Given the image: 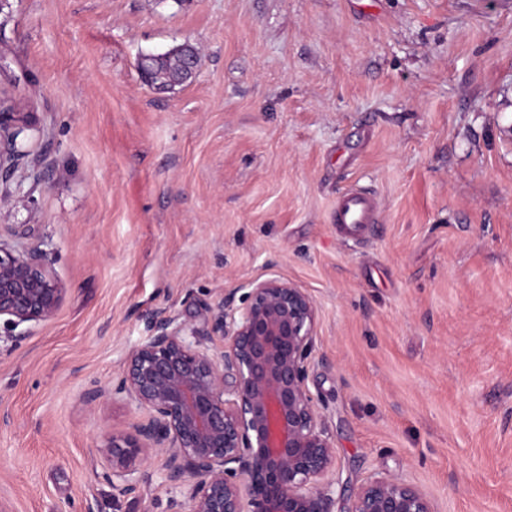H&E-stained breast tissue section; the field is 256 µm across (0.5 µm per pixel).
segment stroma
Returning a JSON list of instances; mask_svg holds the SVG:
<instances>
[{"instance_id":"35a3bbf8","label":"stroma","mask_w":512,"mask_h":512,"mask_svg":"<svg viewBox=\"0 0 512 512\" xmlns=\"http://www.w3.org/2000/svg\"><path fill=\"white\" fill-rule=\"evenodd\" d=\"M186 42L195 80H142ZM0 98L34 117L0 239L65 288L53 320L0 325L9 512H171L159 455L113 499L101 448L138 412L83 386L156 309L196 320L271 270L318 309L332 512L384 476L512 512V0H7ZM355 185L379 222L346 237ZM377 221V206L371 192L352 187L336 199L332 222L346 235H355L365 225L377 224Z\"/></svg>"}]
</instances>
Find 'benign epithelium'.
<instances>
[{
	"label": "benign epithelium",
	"instance_id": "1",
	"mask_svg": "<svg viewBox=\"0 0 512 512\" xmlns=\"http://www.w3.org/2000/svg\"><path fill=\"white\" fill-rule=\"evenodd\" d=\"M179 50L178 76L158 81L142 57L140 75L162 88L190 82L199 53L189 43ZM30 125V113L0 103V177L15 168ZM64 292L38 249L0 239V318L10 327L52 320ZM317 320L309 294L274 271L224 294L195 324L158 310L112 384L83 393L87 405L110 399L146 412L101 448L115 495L140 496L143 461L160 451L166 481L184 495L174 512H331L336 448L308 386ZM352 497L351 512H434L424 493L390 476Z\"/></svg>",
	"mask_w": 512,
	"mask_h": 512
}]
</instances>
